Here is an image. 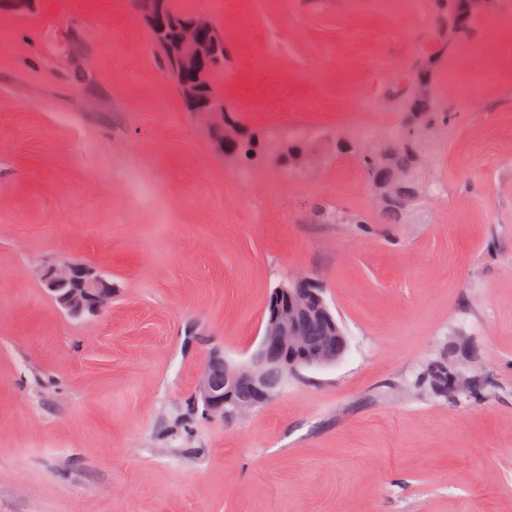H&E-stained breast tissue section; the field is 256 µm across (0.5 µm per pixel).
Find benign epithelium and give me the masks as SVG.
Segmentation results:
<instances>
[{"mask_svg":"<svg viewBox=\"0 0 512 512\" xmlns=\"http://www.w3.org/2000/svg\"><path fill=\"white\" fill-rule=\"evenodd\" d=\"M497 0H448V31H453L461 15H484L495 9ZM134 7L154 25L167 10V0H134ZM212 23L199 14H191L177 22V37L168 51L174 72L198 68L205 60L224 53L220 38L206 39ZM180 94L187 111L204 113L212 124L224 127V104L218 100H204L192 82L180 86ZM37 277L55 304L73 319L99 316L112 304V286L106 274L92 264L78 259L64 258L44 264L37 269ZM306 295L319 308L316 316L324 322L325 331L318 336L306 332L311 314L289 308L276 310L268 318L262 339L250 361L232 364L223 355L215 353L205 363L197 388V400L212 416L226 417L247 408L260 406L279 391L288 374L304 363L330 365L338 361L346 350L344 336L328 313L321 290L312 287V281L297 278L288 286L275 291V299Z\"/></svg>","mask_w":512,"mask_h":512,"instance_id":"benign-epithelium-1","label":"benign epithelium"}]
</instances>
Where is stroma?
<instances>
[{"label": "stroma", "mask_w": 512, "mask_h": 512, "mask_svg": "<svg viewBox=\"0 0 512 512\" xmlns=\"http://www.w3.org/2000/svg\"><path fill=\"white\" fill-rule=\"evenodd\" d=\"M437 4L171 0L222 33L243 132L303 141L293 168L224 155L132 0L0 10V512H512V0L435 72L440 190L415 214L379 223L335 150L401 128ZM61 257L111 277L103 315L45 294ZM303 275L342 358L245 415L194 409L208 358L246 363ZM438 363L476 380L442 394Z\"/></svg>", "instance_id": "35a3bbf8"}]
</instances>
